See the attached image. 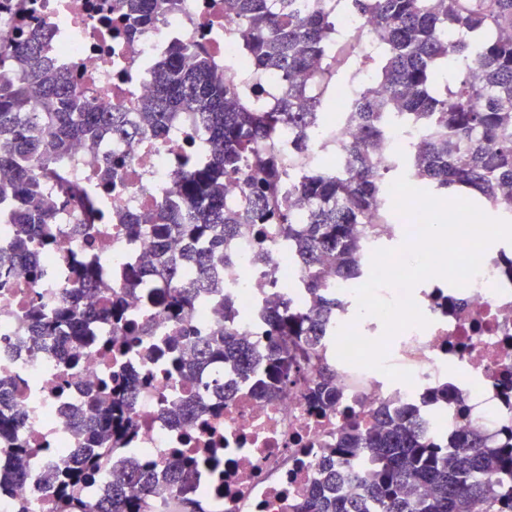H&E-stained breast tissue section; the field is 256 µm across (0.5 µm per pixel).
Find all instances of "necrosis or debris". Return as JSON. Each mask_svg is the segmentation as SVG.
<instances>
[{"mask_svg":"<svg viewBox=\"0 0 512 512\" xmlns=\"http://www.w3.org/2000/svg\"><path fill=\"white\" fill-rule=\"evenodd\" d=\"M111 5L112 0H0V35L12 43L22 31L46 29L44 53L55 69L75 77L89 97L127 112L151 90L172 47L192 39L205 43L225 81L237 83L248 75L266 92L277 91L278 74L254 70L243 52L234 35L236 21L224 15V0H182L178 10L158 16L130 37L113 30L107 19ZM358 134L355 122L320 112L305 139L285 128L274 142L282 156L291 159L293 174L302 175L327 160L346 166V147ZM420 135L415 122L390 125L374 149L376 159L394 165ZM209 142L206 127L185 112L160 138L148 137L131 146L104 135L92 149L75 144L62 168L82 195L96 199L99 220L111 222L113 228L102 234L91 226L85 237H75L72 230L81 219L78 208L62 207L54 189H45L40 200L56 217L47 230L58 246L52 251L36 249L34 262L52 267L50 281L34 282L27 269L8 263L11 237L0 231V391L25 416L14 443L38 451L29 477L0 494V512H14L20 500L32 503L35 512H57L56 499L42 490L40 477L87 447V436L71 421L90 389L114 368L138 383L133 411L138 427L124 444L113 448L105 470L158 463L178 451L196 458L177 486L157 478L148 495L156 512H172L178 500L202 489L214 512H293L298 495L317 478L327 450L335 447L342 425L352 418L374 425L378 411L384 409L395 415L412 411L421 420L424 435L440 447L460 432L480 434L493 447L512 430V246L486 249L480 273L467 286L433 278L413 289V300L429 324L401 332L387 359L390 366L410 372L411 383L342 362L334 343H322L312 365L333 370L340 395L337 407L327 412L310 406L302 380L260 393L257 385L268 376L262 361L246 374L215 363L194 364L170 374L164 359L143 358L140 345H124L121 337L113 336L110 323L101 319L87 323V345L78 366H70L59 349L70 327L56 320L55 305L67 297L86 308L98 307V296L81 290L72 273L74 256L84 248L108 259L100 283L120 289L128 311L144 329L140 344L162 347L172 337L168 317L150 302L170 287L154 271L158 258L152 237L128 238L113 220L131 215L150 222L187 166L186 146ZM115 154L128 155L129 161L118 184L106 189L98 174ZM415 239L411 225L396 212L388 223L363 225L354 276L338 277L335 257L322 255L326 296L335 302L331 331L351 324L365 337H379L383 326L378 318L358 317L355 291L370 277L375 250ZM224 253V264L208 272L209 280L220 282V289L211 293L208 308L193 309L188 320L201 336L226 324L253 351L262 352L269 341L262 317L265 307L285 303L299 311L310 306L300 286L297 250L283 242L276 226H268L260 246L252 225L242 224L225 243ZM132 265L142 271L140 282L134 284L125 277ZM35 296L42 297L43 318L52 324L50 335L37 339L26 318ZM108 336L122 350L112 365L104 361L98 346L99 339ZM214 378L231 385V396L207 389ZM165 399L196 407L192 426L172 418L161 405ZM218 404L224 410L217 415L212 408Z\"/></svg>","mask_w":512,"mask_h":512,"instance_id":"necrosis-or-debris-1","label":"necrosis or debris"}]
</instances>
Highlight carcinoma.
Segmentation results:
<instances>
[{
  "label": "carcinoma",
  "instance_id": "carcinoma-1",
  "mask_svg": "<svg viewBox=\"0 0 512 512\" xmlns=\"http://www.w3.org/2000/svg\"><path fill=\"white\" fill-rule=\"evenodd\" d=\"M181 0H115L112 11L125 32L175 11ZM346 7L368 19L387 45L378 80L379 96L364 89L344 111L357 118L363 136L350 152L355 166L350 175L330 167L288 180L284 161L267 148L281 127L303 131L315 112L330 109L324 98L306 93L300 77L332 79L339 60L333 53L335 13L326 6L299 12L292 0H224V16L243 25L237 39L254 64L280 76L274 106L263 108L246 91L224 81L202 44L187 41L175 46L157 70L152 94L139 105L137 123L128 114L89 98L71 79L52 71L43 55L46 30L37 29L13 48L0 44V64L9 59L21 75L0 77V201L14 202L9 223L15 226L12 254L31 259L38 228L54 223L53 215L39 208L44 184L64 185L60 160L75 140L94 145L105 131L134 143L146 136H162L178 112H196L213 144L210 161L190 164L175 181L177 201L162 206L153 223L122 222L133 237L149 234L157 243L171 283L164 302L167 316L177 326L169 345L170 370L179 373L185 353L202 361H229L238 369L251 367L245 343L220 326L207 336H197L186 320L198 305L201 280L184 275L180 259L166 252L167 241L177 236L187 243L203 242L200 269L224 262V239L240 224L255 225L262 242L264 225L298 241L308 267L305 288L312 308L290 313L288 308L270 314L271 338L264 360L272 377L259 384L263 391L276 387L282 367L293 360L294 374L308 360L323 336L325 311L320 306L323 272L318 254L336 258V275H350L357 262L361 227L380 208L379 187L386 173L373 160V147L387 112H411L424 127L414 146L417 175L443 197L452 189L457 197L475 204L505 200L512 203V0H345ZM448 66L450 79L436 88L438 69ZM128 160L114 156L100 171L104 187L121 177ZM243 181L244 201H225V185ZM305 222L296 224V210ZM77 280L89 286L99 281L97 262L80 261ZM100 304L86 311L63 301L56 317L67 321L72 334L61 342L63 353L74 358L83 347V323L94 317L112 322L122 337L141 335L131 322L120 292L98 289ZM294 338L293 348L281 337ZM310 402L320 410L335 408L339 393L334 373L321 370L310 380ZM137 384L111 374L92 392L84 413L100 447L78 466L67 461L44 474L47 489L54 491L60 512H151L135 489L147 488L153 468L136 467L111 482L110 494L86 502L71 489L91 485L100 477L102 458L128 437L136 426L133 404ZM16 414L0 412V436L9 437L21 427ZM444 452L420 434L414 415L394 419L380 412L371 428L344 426L336 436L338 456L364 453L381 467L365 484L368 511L359 500L337 487L338 462L323 461L321 477L294 505V512H470L471 501L482 498L488 512H512V432L497 448H489L477 435L462 434L450 440ZM14 466L0 470V491L29 473L34 450L22 445L10 449ZM193 460H165L158 468L178 482L183 467Z\"/></svg>",
  "mask_w": 512,
  "mask_h": 512
}]
</instances>
